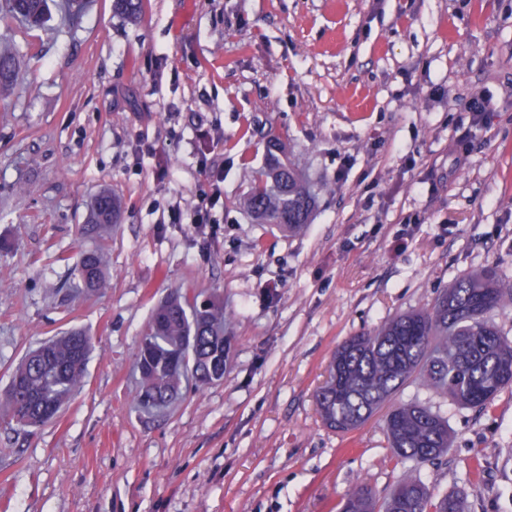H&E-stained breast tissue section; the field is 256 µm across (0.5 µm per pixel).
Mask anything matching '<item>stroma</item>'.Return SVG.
Wrapping results in <instances>:
<instances>
[{
  "label": "stroma",
  "instance_id": "1",
  "mask_svg": "<svg viewBox=\"0 0 512 512\" xmlns=\"http://www.w3.org/2000/svg\"><path fill=\"white\" fill-rule=\"evenodd\" d=\"M113 0L27 28L0 88V388L30 349L81 328L80 389L30 434L0 419V512H339L407 469L465 512H512V388L484 409L411 381L394 396L447 417L450 448L411 466L384 412L325 426L315 393L336 348L428 309L485 266L512 281V0ZM485 98L490 123L472 122ZM277 135L317 193L288 234L244 198ZM156 147L136 159L139 144ZM223 168L211 224H173ZM123 208L104 291L65 288L102 189ZM182 288L223 298L222 383L165 415L134 400L153 307Z\"/></svg>",
  "mask_w": 512,
  "mask_h": 512
}]
</instances>
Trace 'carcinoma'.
<instances>
[{
	"label": "carcinoma",
	"mask_w": 512,
	"mask_h": 512,
	"mask_svg": "<svg viewBox=\"0 0 512 512\" xmlns=\"http://www.w3.org/2000/svg\"><path fill=\"white\" fill-rule=\"evenodd\" d=\"M8 13L39 24L48 0H6ZM143 0H114L113 9L131 22L141 18ZM15 59L0 51V86L14 72ZM268 163L247 193L249 209L263 224L296 233L308 223L316 198L288 158L285 145L271 140ZM121 200L108 190L94 200L83 233L91 236L117 218ZM77 293H99L107 282L105 247L82 251L73 267ZM512 303V283L493 267L474 271L441 295L429 310L398 314L376 330L351 336L334 352L328 378L316 394L323 423L348 433L361 426L404 384L419 380L462 407L485 408L512 385V341L488 320ZM224 302L198 301L177 289L153 311L141 337L135 366L141 381L136 398L146 410L177 401L190 381L203 387L224 381L229 348ZM92 340L74 329L27 353L0 393V412L26 432L54 420L81 386ZM391 448L403 461L432 462L448 452V420L417 404H398L386 418ZM342 512H464L462 499L441 497L408 472L389 498L378 503L359 487L342 500Z\"/></svg>",
	"instance_id": "1"
}]
</instances>
